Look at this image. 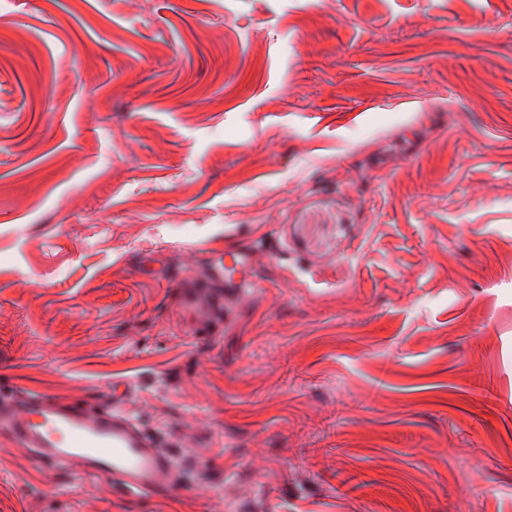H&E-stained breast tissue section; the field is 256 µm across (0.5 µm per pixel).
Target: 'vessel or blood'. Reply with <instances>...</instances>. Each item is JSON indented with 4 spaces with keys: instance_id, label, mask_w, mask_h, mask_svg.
<instances>
[{
    "instance_id": "1",
    "label": "vessel or blood",
    "mask_w": 512,
    "mask_h": 512,
    "mask_svg": "<svg viewBox=\"0 0 512 512\" xmlns=\"http://www.w3.org/2000/svg\"><path fill=\"white\" fill-rule=\"evenodd\" d=\"M247 254L215 251L211 279L230 293L253 287ZM126 390L113 387V405L60 404L37 395L24 401L0 396V432L45 468L61 466L104 480L134 497H165L182 484V470L158 437L120 408Z\"/></svg>"
}]
</instances>
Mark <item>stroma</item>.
<instances>
[{
  "label": "stroma",
  "instance_id": "stroma-1",
  "mask_svg": "<svg viewBox=\"0 0 512 512\" xmlns=\"http://www.w3.org/2000/svg\"><path fill=\"white\" fill-rule=\"evenodd\" d=\"M117 382L183 487L0 512H512V0H0V391ZM231 265L224 263V251L217 250L213 253L212 272L210 282L199 285L189 294V300L192 302L197 292L209 291V284L219 283L226 288L228 293H244L247 288H253L255 281L249 274L248 264L250 258L245 253H236L230 255Z\"/></svg>",
  "mask_w": 512,
  "mask_h": 512
}]
</instances>
